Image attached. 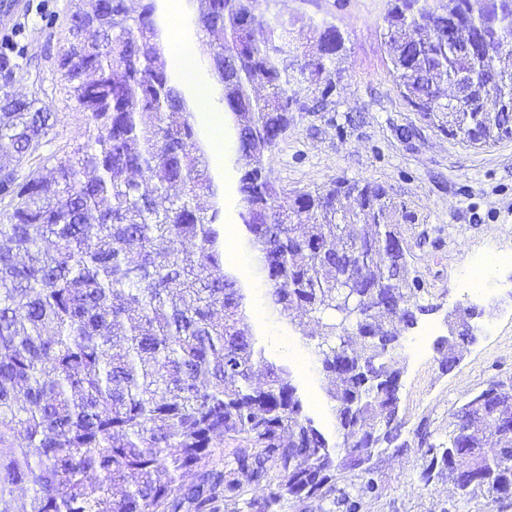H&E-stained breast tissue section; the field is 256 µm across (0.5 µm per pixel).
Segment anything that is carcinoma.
<instances>
[{
	"label": "carcinoma",
	"mask_w": 512,
	"mask_h": 512,
	"mask_svg": "<svg viewBox=\"0 0 512 512\" xmlns=\"http://www.w3.org/2000/svg\"><path fill=\"white\" fill-rule=\"evenodd\" d=\"M189 33L206 39L209 98L234 139L215 180L196 102L166 62L159 0H95L71 15L57 60L89 136L49 176L17 169L57 124L26 98L0 113V493L28 484V512H285L316 499L357 512L379 494L369 449L402 452L389 380L404 334L436 306L393 248L413 217L383 186L333 180L287 196L272 176L279 142L306 89L326 101L344 42L317 31L309 53L257 0H185ZM460 34L489 47L457 57L442 17L395 0L384 19L390 76L412 111L440 132L489 146L512 132V37L506 0H456ZM25 34L0 50V84L22 70ZM470 95L444 86L460 78ZM237 217L249 275L228 267L225 220ZM269 285V315L295 310L321 327L309 363L343 441L307 411L293 370L265 356L249 312L250 282ZM360 348L359 371H336V350ZM485 414L454 413L448 446L418 427V479L445 472L459 495H512V392L476 393ZM254 452L210 464L224 439ZM358 471L356 495L336 469Z\"/></svg>",
	"instance_id": "cac0c4a2"
}]
</instances>
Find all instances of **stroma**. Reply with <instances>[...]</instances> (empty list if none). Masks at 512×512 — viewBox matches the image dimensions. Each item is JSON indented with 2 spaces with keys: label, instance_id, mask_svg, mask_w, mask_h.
I'll list each match as a JSON object with an SVG mask.
<instances>
[{
  "label": "stroma",
  "instance_id": "obj_1",
  "mask_svg": "<svg viewBox=\"0 0 512 512\" xmlns=\"http://www.w3.org/2000/svg\"><path fill=\"white\" fill-rule=\"evenodd\" d=\"M80 0H13L0 7V37L24 31L29 59L16 93L35 96L57 112L58 122L18 173L38 177L45 157L69 152L87 138V127L64 89L55 60L67 44L69 17ZM394 0H260V8L295 35L313 26H335L344 38L336 63V88L322 110L297 113L273 159L274 176L287 191L331 180H368L414 214L402 225L409 261L428 289L437 313L423 317L400 350L405 372L400 416L406 430L425 425L433 442L447 441L453 414L490 383L512 385V268L493 266L494 256L512 251V138L472 147L442 134L412 112L389 75L384 18ZM264 287L251 289V308L269 360L293 367L308 392L309 410L326 431L334 420L326 408L319 375L305 359L318 335L267 318ZM497 298L494 318L475 320L477 340L462 350L452 370L441 367L435 340L447 333L456 310ZM421 451L376 453V497L362 499L360 512H512V498L460 497L447 477L424 484L416 469Z\"/></svg>",
  "mask_w": 512,
  "mask_h": 512
}]
</instances>
